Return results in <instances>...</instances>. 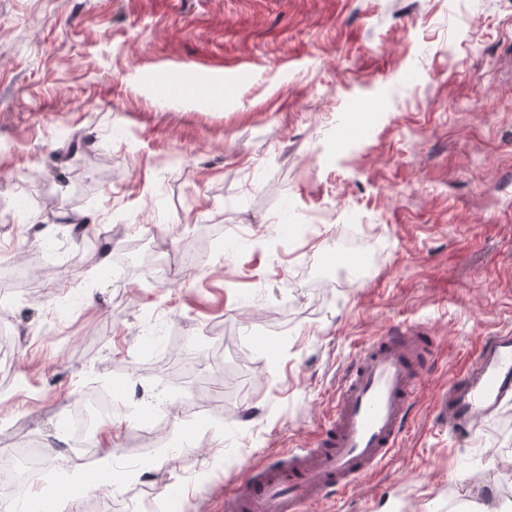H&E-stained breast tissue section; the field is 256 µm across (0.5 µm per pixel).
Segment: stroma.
Segmentation results:
<instances>
[{
  "mask_svg": "<svg viewBox=\"0 0 512 512\" xmlns=\"http://www.w3.org/2000/svg\"><path fill=\"white\" fill-rule=\"evenodd\" d=\"M0 440L111 489L78 512H220L305 448L372 337L437 341L411 430L311 512L512 497V404L434 398L512 330V0H0ZM159 244L170 278L116 259ZM108 386L83 457L60 421Z\"/></svg>",
  "mask_w": 512,
  "mask_h": 512,
  "instance_id": "1",
  "label": "stroma"
}]
</instances>
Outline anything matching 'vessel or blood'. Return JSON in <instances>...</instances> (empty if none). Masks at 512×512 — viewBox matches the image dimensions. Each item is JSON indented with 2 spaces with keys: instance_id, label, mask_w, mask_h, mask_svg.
Here are the masks:
<instances>
[{
  "instance_id": "obj_1",
  "label": "vessel or blood",
  "mask_w": 512,
  "mask_h": 512,
  "mask_svg": "<svg viewBox=\"0 0 512 512\" xmlns=\"http://www.w3.org/2000/svg\"><path fill=\"white\" fill-rule=\"evenodd\" d=\"M420 351L416 336L373 339L346 366L313 446L286 449L271 466L248 467L225 493L224 512H306L375 471L411 429L413 399L431 365ZM510 401L511 329L479 340L465 369L436 396L435 418L466 439Z\"/></svg>"
}]
</instances>
